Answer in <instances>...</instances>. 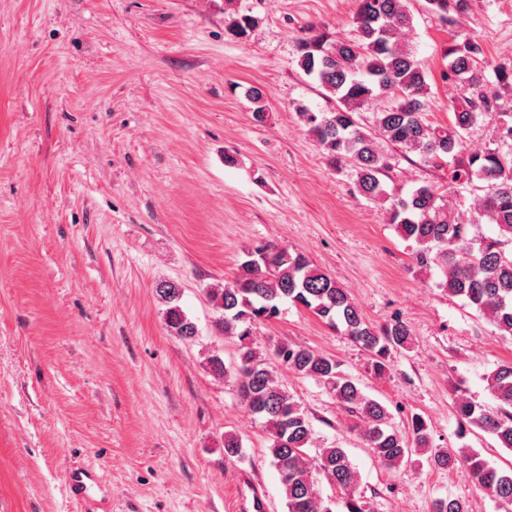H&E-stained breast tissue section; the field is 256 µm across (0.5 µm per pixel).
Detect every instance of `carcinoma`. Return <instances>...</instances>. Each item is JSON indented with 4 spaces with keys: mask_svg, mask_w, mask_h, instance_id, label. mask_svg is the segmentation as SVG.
Returning <instances> with one entry per match:
<instances>
[{
    "mask_svg": "<svg viewBox=\"0 0 512 512\" xmlns=\"http://www.w3.org/2000/svg\"><path fill=\"white\" fill-rule=\"evenodd\" d=\"M427 3L443 20L449 12L467 8V0ZM254 23L251 16L238 14L230 18L227 29L244 38ZM355 24L353 39L316 35L300 41V69L330 94L336 106L324 112L301 107L299 116L330 162L351 168L357 193L389 206L398 236L416 245L415 263L442 270L437 286L488 318L500 335L512 338V150L475 151L466 138L479 114L493 112L498 118V142L512 143V111H498L496 90L498 85L512 86V68L495 69L496 83L485 82L482 43L460 35L444 54L443 77L464 93L454 102L453 118L447 124L432 123L427 119V72L405 40V30L411 27L406 0H357ZM249 96L256 121H265L264 93L252 88ZM373 104L378 108L367 130L355 115ZM381 140L418 154L433 168L447 169L450 187L480 185L483 194L475 201L473 222H462L432 182L405 196L388 190L384 177L391 164L380 148ZM484 222L496 227L495 235H472V229ZM155 293L166 306L170 335L193 340L197 327L180 306L179 285L160 281ZM207 294L219 312L221 331L237 339L233 359L227 363L215 351L208 358L209 367L215 375L233 381L246 409L268 434L287 512H335L336 501L320 492V476L343 495V512H371V505L357 492L358 473L345 449L324 446L309 453L314 435L311 418L277 380L278 366L323 384L348 416L362 423L359 434L381 466L398 468L428 450L430 466L463 471L503 508H512V468L493 466L469 448H432L428 423L418 413L408 418L407 430H400L392 424L388 408L364 394L357 379L331 356L288 343L262 350L252 340L254 325L276 319L281 305L290 302L332 327L344 325L349 338L369 355L371 370L381 377L389 371L392 353L412 344V330L405 321L395 318L383 325L367 321L347 292L304 253L272 244L248 249L233 280ZM486 380L495 409L460 397L456 412L461 422L512 451V361L499 364ZM224 455H242L239 435L224 434Z\"/></svg>",
    "mask_w": 512,
    "mask_h": 512,
    "instance_id": "carcinoma-1",
    "label": "carcinoma"
}]
</instances>
